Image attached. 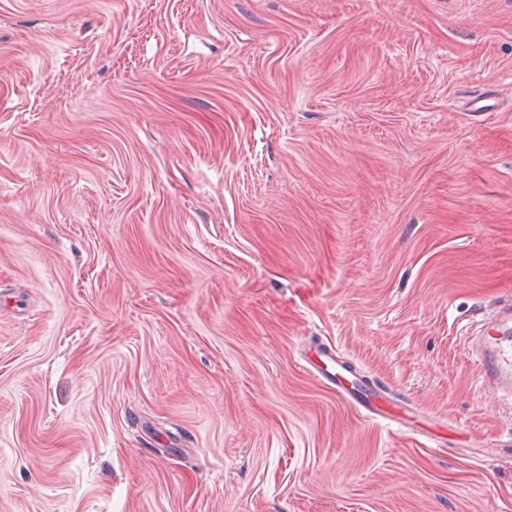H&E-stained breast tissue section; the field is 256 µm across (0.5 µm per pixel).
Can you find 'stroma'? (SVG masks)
<instances>
[{"mask_svg":"<svg viewBox=\"0 0 512 512\" xmlns=\"http://www.w3.org/2000/svg\"><path fill=\"white\" fill-rule=\"evenodd\" d=\"M507 297L512 0H0V512H512ZM512 324V300L498 305L483 326L473 351L481 365L482 380L512 398V339L504 336ZM316 356L319 360V364L313 361L310 362L309 358L308 363L314 366L318 375L324 381L332 386H336V389L344 398L361 401L367 405L369 410L376 409V403L369 399L368 394H363L361 390V385H363L362 381L356 380L352 383L348 382L347 385L344 383L342 376L336 372V367L334 366V364H336V356L332 352L317 351Z\"/></svg>","mask_w":512,"mask_h":512,"instance_id":"stroma-1","label":"stroma"}]
</instances>
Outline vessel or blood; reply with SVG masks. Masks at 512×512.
Wrapping results in <instances>:
<instances>
[{"label": "vessel or blood", "mask_w": 512, "mask_h": 512, "mask_svg": "<svg viewBox=\"0 0 512 512\" xmlns=\"http://www.w3.org/2000/svg\"><path fill=\"white\" fill-rule=\"evenodd\" d=\"M473 351L481 365L483 382L493 390L512 396V300L503 301L493 310L473 343ZM317 358L318 375L336 386L341 396L368 402L369 397L363 394L360 382H344L335 368L336 357L332 352H318Z\"/></svg>", "instance_id": "1"}]
</instances>
